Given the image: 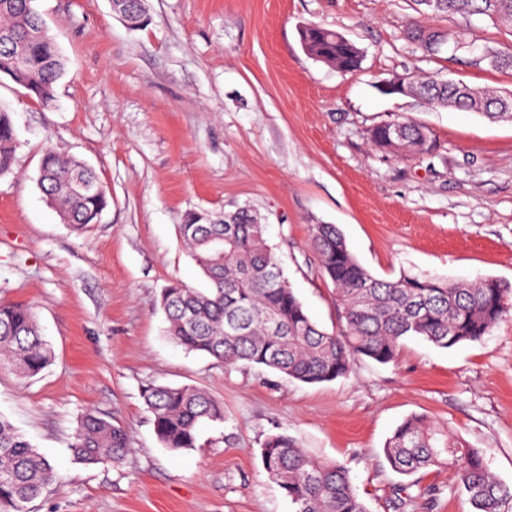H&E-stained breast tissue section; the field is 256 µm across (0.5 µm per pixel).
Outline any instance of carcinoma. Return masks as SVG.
<instances>
[{"label":"carcinoma","instance_id":"1","mask_svg":"<svg viewBox=\"0 0 512 512\" xmlns=\"http://www.w3.org/2000/svg\"><path fill=\"white\" fill-rule=\"evenodd\" d=\"M434 16L485 15L512 26V0H414ZM43 21L33 0H0V76L23 86L44 107L55 101L65 62L54 38L41 32ZM23 40V58L14 59L10 38ZM306 50L342 72L357 70L360 49L342 34L310 24L301 30ZM411 39L435 54L446 44L465 47V32L411 31ZM489 64L512 71V51H486ZM414 96L440 107L475 111L495 121H512V105L501 96L441 80L413 75ZM371 142L397 153H430L431 130L412 121L389 120L369 130ZM15 131L10 113L0 109V176L12 172ZM40 191L61 220L77 230L98 222L108 205L107 192L94 169L51 148L40 159ZM183 242L207 281L200 290L173 283L160 296L167 333L185 350L230 366L265 367L290 379L318 384L347 376L358 358L380 364L394 361L402 340L418 336L448 349L485 336L512 312V283L493 278L449 283L401 275L378 278L358 263L334 224H315L311 244L323 274L331 281L341 333L321 330L309 317L280 267L266 237V225L241 209L214 219L188 214L179 225ZM52 352L33 307L0 304V367L22 376L38 375ZM142 397L158 440L171 450L194 448L205 420L224 421V405L192 385L150 382ZM72 450L86 465L119 464L131 451L126 431L103 415L88 411L79 421ZM265 472L285 491L294 512H368L338 461L310 457L286 434L261 444ZM384 454L392 469L409 476L427 469L452 470L474 512H505L512 485L489 469L485 454L469 448L424 415L405 418L388 438ZM50 460L6 419L0 417V512H27V504L55 481Z\"/></svg>","mask_w":512,"mask_h":512}]
</instances>
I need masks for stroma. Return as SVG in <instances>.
<instances>
[{
    "instance_id": "obj_1",
    "label": "stroma",
    "mask_w": 512,
    "mask_h": 512,
    "mask_svg": "<svg viewBox=\"0 0 512 512\" xmlns=\"http://www.w3.org/2000/svg\"><path fill=\"white\" fill-rule=\"evenodd\" d=\"M65 60L46 108L9 79L0 108L16 135L0 177V303L27 304L52 350L25 378L0 368V416L56 467L28 512H294L260 448L285 434L347 465L369 512H473L452 471L394 472L384 444L419 414L485 452L512 484V318L481 340L440 349L405 339L396 362L356 360L308 385L264 367H229L165 333L159 298L205 287L178 230L190 212L250 210L310 318L336 332L333 287L311 246L333 224L373 275L512 282V123L433 108L382 84L407 71L512 93V71L485 49H512L488 17H431L413 0H148L132 29L111 0H35ZM342 34L360 49L345 73L314 60L299 31ZM415 25L464 29L470 47L423 51ZM414 120L436 141L418 156L380 149L369 130ZM85 160L110 193L97 224L61 223L37 185L41 151ZM194 385L224 404L197 445L158 440L145 383ZM89 409L127 432L119 465L72 453Z\"/></svg>"
}]
</instances>
